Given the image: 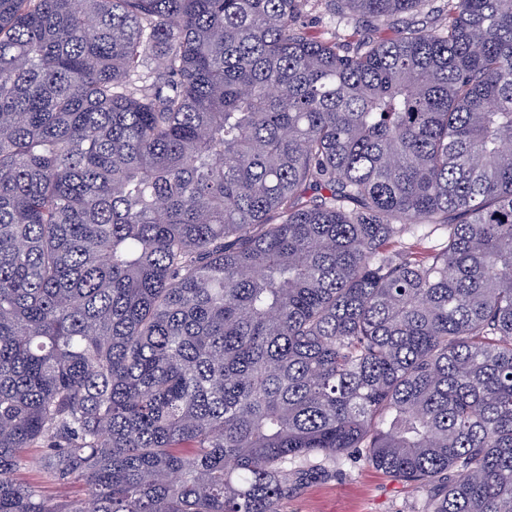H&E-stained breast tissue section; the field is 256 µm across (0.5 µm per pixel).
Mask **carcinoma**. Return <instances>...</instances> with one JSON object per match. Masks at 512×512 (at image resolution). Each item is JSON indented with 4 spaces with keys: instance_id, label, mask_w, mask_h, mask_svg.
<instances>
[{
    "instance_id": "obj_1",
    "label": "carcinoma",
    "mask_w": 512,
    "mask_h": 512,
    "mask_svg": "<svg viewBox=\"0 0 512 512\" xmlns=\"http://www.w3.org/2000/svg\"><path fill=\"white\" fill-rule=\"evenodd\" d=\"M432 2L0 0V512H512V0ZM322 1L309 2L301 15V23L324 38L336 39L340 45L351 44L355 39L352 35V26L330 14ZM425 493L363 459L336 457V478L314 481L288 500L286 512H417ZM23 479L27 482L37 483L42 486L43 494L50 499H65V498H73L76 495L84 493V486L80 483L69 486V487H59L47 482H43L40 478L38 472L33 470H28L23 475Z\"/></svg>"
}]
</instances>
